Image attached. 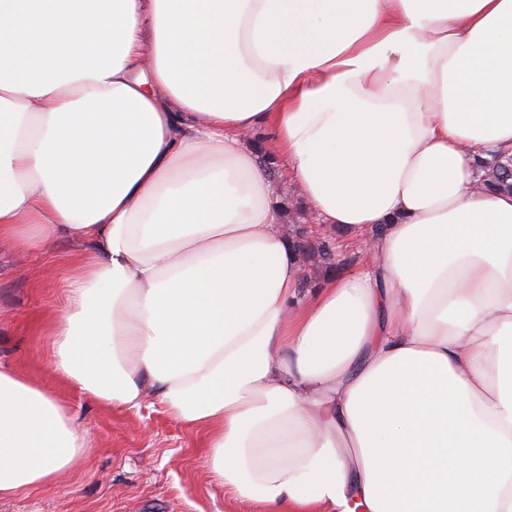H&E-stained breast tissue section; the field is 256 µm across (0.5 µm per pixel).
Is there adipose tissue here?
<instances>
[{
    "mask_svg": "<svg viewBox=\"0 0 512 512\" xmlns=\"http://www.w3.org/2000/svg\"><path fill=\"white\" fill-rule=\"evenodd\" d=\"M265 132L318 221L303 290ZM512 0H0V252L88 243L51 369L266 512H512ZM87 437L0 366V497ZM477 166L481 172L482 183L493 189L512 192V177L508 171V166L512 167V155L509 157L493 154L490 158L480 159ZM291 232H292V235L289 234V238H291L293 240V243L295 244L297 250H298V254L303 258V259H308V258H311V257H314L315 255H317L319 258H320V261L326 265V268H332L333 265H335V263L333 262V259H332V253H331V248H330V245H329V242L327 240H319L317 238H314L313 239V242L319 240L317 242V244H311V243H307V244H298L297 241H296V237H298L300 235V232H301V228H296V229H289ZM321 237L336 244V268L333 270L359 271L366 262V256L355 247V237L346 231H322Z\"/></svg>",
    "mask_w": 512,
    "mask_h": 512,
    "instance_id": "adipose-tissue-1",
    "label": "adipose tissue"
}]
</instances>
